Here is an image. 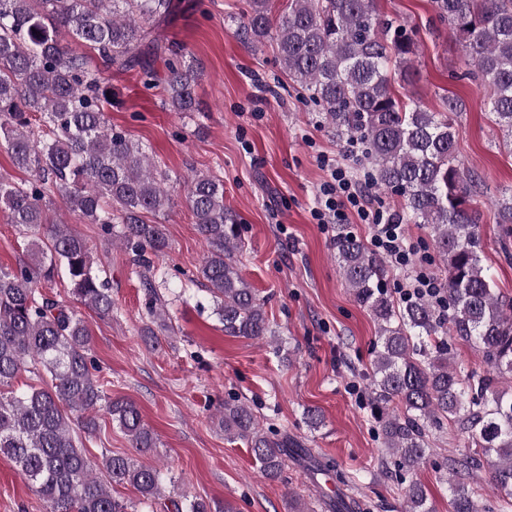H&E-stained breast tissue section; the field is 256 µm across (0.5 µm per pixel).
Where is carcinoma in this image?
Masks as SVG:
<instances>
[{"mask_svg": "<svg viewBox=\"0 0 512 512\" xmlns=\"http://www.w3.org/2000/svg\"><path fill=\"white\" fill-rule=\"evenodd\" d=\"M440 19L466 48L460 77L490 88L487 109L512 146V0H434ZM176 9L174 0H0V148L28 179L0 178V209L31 234L26 258L0 266V454L13 460L49 506V512H141L161 500L176 477L125 454L102 457L100 473L84 442L106 410L132 447L148 452L158 438L137 405L106 396L93 372L84 321L61 299L39 290L65 270L72 294L99 316L112 314V286L94 267L86 241L67 224L48 218L53 192L104 233L118 235L149 296L147 312L167 331L150 254L168 245L163 225L170 189L156 178L139 144L112 129L104 105L112 89L91 58L59 38L65 30L96 51L108 70L140 67L155 80L150 57L169 54L164 105L198 111L194 86L200 72L185 48H166L155 27ZM237 35L248 42L276 40L288 74L325 112L339 138L353 139L370 165V186L400 201L403 223L427 224L446 270L442 299L396 301L385 281V259L347 227L333 240L339 270L354 300L378 325L373 342L372 409L384 444L400 470L424 463L428 433L451 421L469 442L449 459L450 512H512V297L494 288L483 264L485 241L474 206L478 181L458 159L455 98L433 112L395 95L392 81L412 74L416 31L383 17L376 0H287L273 14L272 0H249ZM44 115L30 129L28 114ZM186 201L206 244L199 273L224 335L262 340L272 334L256 291L242 275V239L235 215L224 208V183L211 175L185 180ZM499 235L512 238V193L494 199ZM476 347L488 370L467 371L451 362L454 341ZM35 382L23 390L21 372ZM224 436L250 449L263 477L281 478L288 449L300 444L262 432L252 410L224 402ZM488 471L495 506L480 505L473 474ZM129 485L140 497L121 501L110 485ZM405 512H433L416 481L404 487ZM163 512H237L231 503L203 497L167 499Z\"/></svg>", "mask_w": 512, "mask_h": 512, "instance_id": "1", "label": "carcinoma"}]
</instances>
